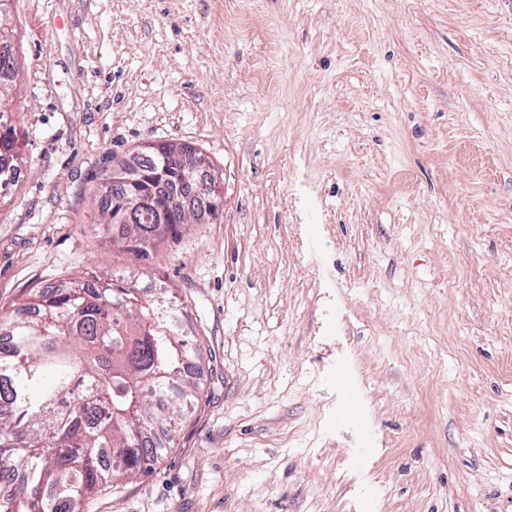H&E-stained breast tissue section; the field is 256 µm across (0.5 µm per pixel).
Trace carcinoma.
Returning <instances> with one entry per match:
<instances>
[{
  "label": "carcinoma",
  "instance_id": "carcinoma-1",
  "mask_svg": "<svg viewBox=\"0 0 512 512\" xmlns=\"http://www.w3.org/2000/svg\"><path fill=\"white\" fill-rule=\"evenodd\" d=\"M134 163L161 171L162 151ZM15 128L0 136V184L16 181ZM97 204L112 242L148 259L160 239L177 238L171 213L112 223V189ZM197 346L169 317L144 306L136 289L92 277L33 290L0 307V481L11 489L0 512H85L104 483L150 471L164 444L150 439L198 401Z\"/></svg>",
  "mask_w": 512,
  "mask_h": 512
}]
</instances>
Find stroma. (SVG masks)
Segmentation results:
<instances>
[{"label": "stroma", "instance_id": "1", "mask_svg": "<svg viewBox=\"0 0 512 512\" xmlns=\"http://www.w3.org/2000/svg\"><path fill=\"white\" fill-rule=\"evenodd\" d=\"M0 306L91 275L203 399L89 512H512V0H7ZM193 146L217 215L139 260L94 194ZM17 140L15 128L12 126H8L7 133L4 136L1 137L0 134V184L3 182L13 184L16 181L20 170L16 160L19 157ZM3 153L10 155L9 161H7L6 155L3 156Z\"/></svg>", "mask_w": 512, "mask_h": 512}]
</instances>
